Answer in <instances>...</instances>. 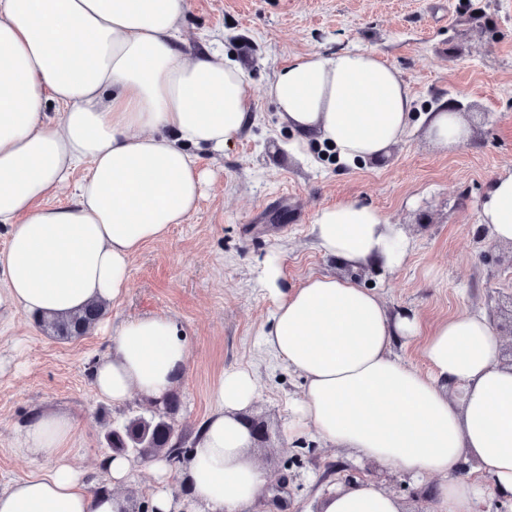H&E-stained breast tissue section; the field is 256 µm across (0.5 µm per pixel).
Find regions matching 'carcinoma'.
<instances>
[{
    "label": "carcinoma",
    "mask_w": 512,
    "mask_h": 512,
    "mask_svg": "<svg viewBox=\"0 0 512 512\" xmlns=\"http://www.w3.org/2000/svg\"><path fill=\"white\" fill-rule=\"evenodd\" d=\"M105 315V310L93 306L67 322L50 321L48 325L54 335L62 339L79 338L86 335L92 324ZM180 406V397L175 392L165 397V405L161 409L149 403L145 412L133 415L122 425L108 430V452L143 458L163 454L175 467H184L191 448L189 437L176 432L170 423V418L179 411Z\"/></svg>",
    "instance_id": "obj_1"
}]
</instances>
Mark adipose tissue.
Masks as SVG:
<instances>
[{
	"mask_svg": "<svg viewBox=\"0 0 512 512\" xmlns=\"http://www.w3.org/2000/svg\"><path fill=\"white\" fill-rule=\"evenodd\" d=\"M188 0H0V310L36 319L112 306L128 288L132 258L195 210L204 180L196 150L223 152L248 119L241 66L211 46L178 40ZM264 94L296 136L289 153L310 159V140L339 161L376 160L408 132L410 87L375 53L309 52L289 59ZM59 113L49 116L48 104ZM73 199L51 205L78 168ZM480 221L512 242V168L493 180ZM314 247L351 265L397 270L412 243L375 208H321ZM281 265L259 279L276 306L260 345L304 381L288 435L315 434L410 477H437L434 512L490 494L512 499V366L488 317L466 310L423 332L417 316L391 314L356 282L313 276L282 290ZM113 346L91 369L102 398L158 401L182 380L189 344L176 322L144 315L102 323ZM424 336L429 373L394 354L398 339ZM453 385L448 396L444 385ZM257 381L225 371L187 465L189 497L170 488L165 458L152 460L153 512H248L265 478L249 453L242 414ZM75 424L40 415L17 449L49 456L48 470L0 488V512H120L94 495L69 456ZM491 486H483L484 477ZM320 512H403L368 478L321 495Z\"/></svg>",
	"mask_w": 512,
	"mask_h": 512,
	"instance_id": "ef3b65f1",
	"label": "adipose tissue"
}]
</instances>
